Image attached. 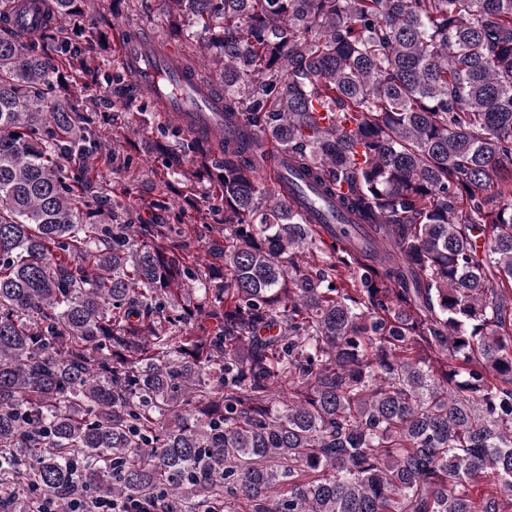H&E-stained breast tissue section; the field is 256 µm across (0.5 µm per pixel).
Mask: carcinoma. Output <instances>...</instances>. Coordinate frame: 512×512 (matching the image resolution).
Returning <instances> with one entry per match:
<instances>
[{"label": "carcinoma", "mask_w": 512, "mask_h": 512, "mask_svg": "<svg viewBox=\"0 0 512 512\" xmlns=\"http://www.w3.org/2000/svg\"><path fill=\"white\" fill-rule=\"evenodd\" d=\"M127 2L43 0L35 42L0 0V500L512 512V0H165L227 135L161 130L213 201L161 224L94 194L132 158L73 107ZM268 140L348 223L265 188ZM222 220V216H215L210 217L208 228L205 226H202L199 224L197 226V230L192 231L191 234H187V237L185 238V243L188 246L189 250L193 253L200 252L203 253L205 242H207L208 239H221L222 233L224 235V231H222V224H218Z\"/></svg>", "instance_id": "1"}]
</instances>
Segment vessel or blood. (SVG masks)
Segmentation results:
<instances>
[{"instance_id": "vessel-or-blood-1", "label": "vessel or blood", "mask_w": 512, "mask_h": 512, "mask_svg": "<svg viewBox=\"0 0 512 512\" xmlns=\"http://www.w3.org/2000/svg\"><path fill=\"white\" fill-rule=\"evenodd\" d=\"M121 61L136 68L140 91L158 104L164 117L199 137L219 140L224 131L223 106L210 95L198 72L181 66L177 47L161 48L136 34L125 41Z\"/></svg>"}]
</instances>
